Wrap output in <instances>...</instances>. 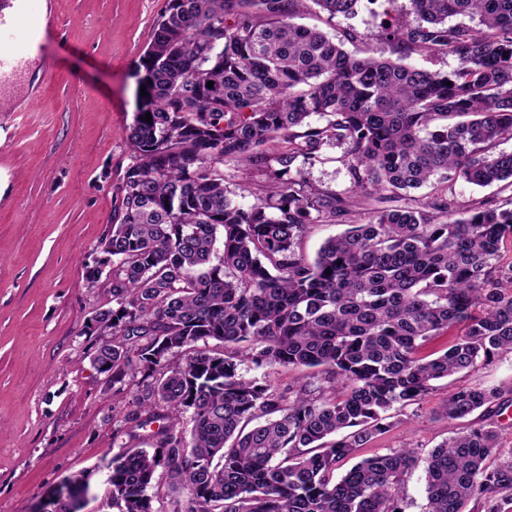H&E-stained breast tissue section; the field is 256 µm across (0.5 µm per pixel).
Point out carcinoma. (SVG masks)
<instances>
[{"label":"carcinoma","instance_id":"obj_1","mask_svg":"<svg viewBox=\"0 0 512 512\" xmlns=\"http://www.w3.org/2000/svg\"><path fill=\"white\" fill-rule=\"evenodd\" d=\"M364 2L397 58L354 56L296 22L349 20ZM416 52L457 66L403 63ZM136 75L148 95L100 242L112 307L96 312L89 352L112 375L114 435L157 429L150 447L112 455V507L161 512L164 484L173 512H405L415 449L359 461L356 449L434 381L512 351V264H499L512 207L448 199L459 180L512 188V152H492L512 140V0H167ZM330 146L341 192L304 172ZM227 165L258 179L250 207L229 198ZM369 200L366 222L313 259L300 250L310 225ZM457 325L453 345L419 356ZM245 364L306 373L281 391ZM511 401L460 387L442 415ZM424 472L422 512H512V446L494 426L433 448Z\"/></svg>","mask_w":512,"mask_h":512}]
</instances>
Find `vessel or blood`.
<instances>
[{"label":"vessel or blood","instance_id":"b4317fda","mask_svg":"<svg viewBox=\"0 0 512 512\" xmlns=\"http://www.w3.org/2000/svg\"><path fill=\"white\" fill-rule=\"evenodd\" d=\"M24 18L29 21V30L20 44L12 33ZM49 29V19L32 11L31 0H5L0 5V88L24 82L31 72L33 55L39 52Z\"/></svg>","mask_w":512,"mask_h":512}]
</instances>
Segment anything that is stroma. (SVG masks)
<instances>
[{"instance_id": "stroma-1", "label": "stroma", "mask_w": 512, "mask_h": 512, "mask_svg": "<svg viewBox=\"0 0 512 512\" xmlns=\"http://www.w3.org/2000/svg\"><path fill=\"white\" fill-rule=\"evenodd\" d=\"M164 3L47 0L41 71L0 91V512H33L76 474L91 488L81 512H113L112 388L87 355V323L111 296L86 271L129 162L135 67ZM463 386L512 387V351L436 382L359 457L468 430L471 418L439 415Z\"/></svg>"}]
</instances>
